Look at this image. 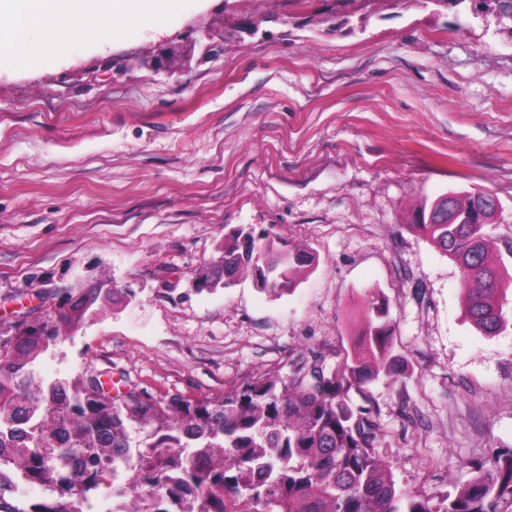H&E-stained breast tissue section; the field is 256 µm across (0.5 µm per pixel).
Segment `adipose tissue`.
<instances>
[{
	"instance_id": "adipose-tissue-1",
	"label": "adipose tissue",
	"mask_w": 512,
	"mask_h": 512,
	"mask_svg": "<svg viewBox=\"0 0 512 512\" xmlns=\"http://www.w3.org/2000/svg\"><path fill=\"white\" fill-rule=\"evenodd\" d=\"M184 0H0V56L64 48L84 32L100 45L120 39L128 25L160 22L181 12Z\"/></svg>"
}]
</instances>
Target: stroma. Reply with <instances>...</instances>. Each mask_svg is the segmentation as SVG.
<instances>
[{"label":"stroma","instance_id":"35a3bbf8","mask_svg":"<svg viewBox=\"0 0 512 512\" xmlns=\"http://www.w3.org/2000/svg\"><path fill=\"white\" fill-rule=\"evenodd\" d=\"M185 0L111 46L0 60V299L75 276L116 297L37 366H91L148 394L217 397L305 349L363 341L386 301L403 369L369 383L399 487L452 492L512 450V325L465 314L456 263L411 231L423 203L485 192L512 265V19L494 0ZM261 32L250 35L252 22ZM183 48L178 71L147 62ZM270 227L315 263L271 299L252 278L195 292L226 232Z\"/></svg>","mask_w":512,"mask_h":512}]
</instances>
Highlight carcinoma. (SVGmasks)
I'll return each mask as SVG.
<instances>
[{
    "label": "carcinoma",
    "mask_w": 512,
    "mask_h": 512,
    "mask_svg": "<svg viewBox=\"0 0 512 512\" xmlns=\"http://www.w3.org/2000/svg\"><path fill=\"white\" fill-rule=\"evenodd\" d=\"M474 194L454 196L452 222H438L440 199L425 203L410 228L460 271L466 314L485 335L508 322L512 271L493 257L488 223L469 222ZM315 257L277 246L271 231L239 227L224 234L223 255L204 265L198 290L229 288L224 266L252 275L272 297L288 293ZM114 289L60 288L43 297L35 320L0 323V512H84L95 493L124 500L158 488L144 512H512V451H489L471 477L434 500L396 488L376 454L378 426L353 387L392 373L399 362L388 306L365 296L362 344L332 365L309 349L285 374H264L215 398L146 397L91 366L51 381L36 377L45 355L82 329ZM36 483L35 503L18 488Z\"/></svg>",
    "instance_id": "1"
}]
</instances>
